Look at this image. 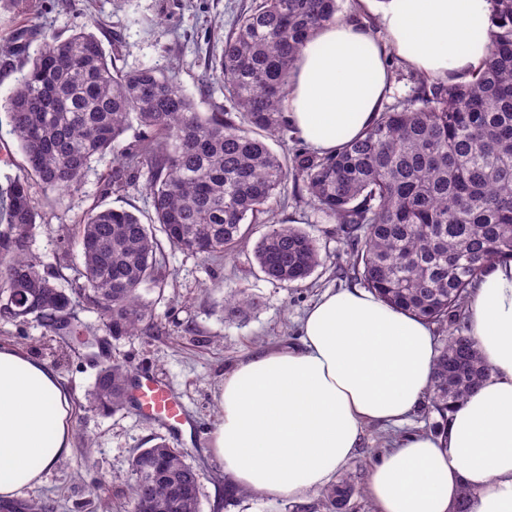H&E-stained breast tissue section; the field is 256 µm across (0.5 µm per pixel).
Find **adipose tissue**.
Masks as SVG:
<instances>
[{"label": "adipose tissue", "mask_w": 512, "mask_h": 512, "mask_svg": "<svg viewBox=\"0 0 512 512\" xmlns=\"http://www.w3.org/2000/svg\"><path fill=\"white\" fill-rule=\"evenodd\" d=\"M375 18L325 23L300 52L284 101L321 154L361 137L389 90L388 56L455 81L491 57L490 0H362ZM490 375L448 415L444 437H403L370 468L373 512H512V261L489 265L467 306ZM439 345L426 321L363 288L324 294L296 345L239 361L217 395L209 448L231 484L273 500L325 489L372 423L422 405ZM74 448L73 400L56 371L0 343V505L40 485Z\"/></svg>", "instance_id": "adipose-tissue-1"}]
</instances>
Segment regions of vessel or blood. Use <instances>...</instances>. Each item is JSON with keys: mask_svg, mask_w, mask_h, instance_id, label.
Here are the masks:
<instances>
[{"mask_svg": "<svg viewBox=\"0 0 512 512\" xmlns=\"http://www.w3.org/2000/svg\"><path fill=\"white\" fill-rule=\"evenodd\" d=\"M129 395L138 410L154 415L169 434L181 436L190 424L188 415L170 388L147 370L132 372Z\"/></svg>", "mask_w": 512, "mask_h": 512, "instance_id": "vessel-or-blood-1", "label": "vessel or blood"}]
</instances>
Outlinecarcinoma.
Masks as SVG:
<instances>
[{
    "instance_id": "cac0c4a2",
    "label": "carcinoma",
    "mask_w": 512,
    "mask_h": 512,
    "mask_svg": "<svg viewBox=\"0 0 512 512\" xmlns=\"http://www.w3.org/2000/svg\"><path fill=\"white\" fill-rule=\"evenodd\" d=\"M491 58L454 83L424 73L416 95L386 106L360 138L331 155L299 148L282 157L267 143L294 132L283 100L295 59L339 0H256L224 39L213 67L224 77L226 108L197 110L176 74L124 70L108 59L87 26L65 39L45 30L18 35L6 55L40 40L30 67L5 105L27 174L8 191L0 232V317H37L49 332L90 343L75 309L96 310L114 337L154 325L144 293L166 280L163 244L205 261L242 243L246 224L271 211L288 173L310 202L333 216L352 260L348 277L384 301L453 333L440 347L429 386L442 420L490 369L461 327L470 289L488 264L512 260V0H491ZM132 144H123L129 130ZM112 155L107 187L120 192L140 177L152 216L112 207L79 220L84 282L59 288L31 254L38 216L32 183L76 192ZM255 259L272 283L300 282L322 262L319 239L290 224H271ZM128 366L100 364L89 403L106 412L126 405ZM158 468L152 484L138 471ZM127 512H199L200 470L164 440L136 453ZM355 484L324 494L330 512H351Z\"/></svg>"
}]
</instances>
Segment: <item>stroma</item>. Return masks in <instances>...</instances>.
Segmentation results:
<instances>
[{
    "label": "stroma",
    "instance_id": "obj_1",
    "mask_svg": "<svg viewBox=\"0 0 512 512\" xmlns=\"http://www.w3.org/2000/svg\"><path fill=\"white\" fill-rule=\"evenodd\" d=\"M249 2L0 0V53L7 50L17 29L42 28L64 38L82 23L101 39L105 51H118V67L174 70L194 95L199 111L208 112L225 106L226 101L223 77L208 74L207 64L220 54L236 11ZM19 76V65H0V192L26 169L4 108ZM111 169V158H104L89 173L81 191L61 198L37 186L32 189L39 216L30 230V250L63 289L82 282L80 248L71 233L83 213L97 205L124 208L144 220L152 213L143 180H136L119 195L108 191L106 178ZM301 187L295 178L285 181L273 204L272 218L320 240L323 262L303 282L279 285L264 278L253 250L266 227L257 224L246 243L206 262L166 248L168 283L163 293L149 295L155 316L164 325L153 335L113 339L96 311L86 307L78 309L77 315L97 340L92 347L76 345L66 336H52L33 318L24 323L0 319V342L49 363L62 377L75 408L72 454L11 512H27V503L33 499L53 504L55 512H124L134 455L157 443L165 432L152 416L130 407L112 414L89 407L86 395L94 385L102 352L127 361L131 369L150 371L176 394L194 420V432L183 435L177 445L203 474L201 512H325L318 493L288 501L232 488L209 454V434L219 414L215 396L225 372L265 348L298 343L300 320L307 309L325 292L351 285L343 274L347 247L335 221L310 204ZM239 291L255 297L257 307L236 313L223 310L225 298ZM440 421L426 402L406 424L367 426L361 448L339 470V477L364 486L371 465L395 442L409 434L432 432Z\"/></svg>",
    "mask_w": 512,
    "mask_h": 512
}]
</instances>
